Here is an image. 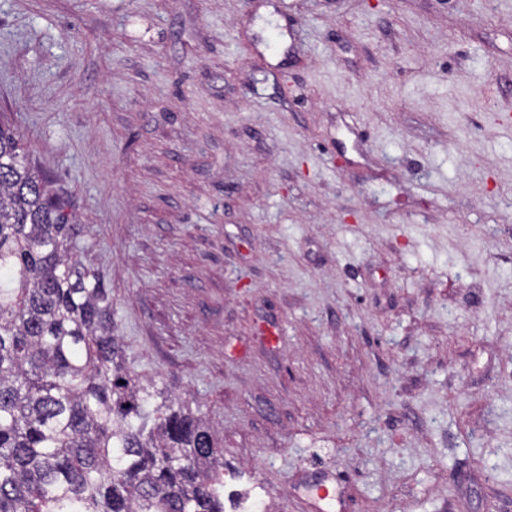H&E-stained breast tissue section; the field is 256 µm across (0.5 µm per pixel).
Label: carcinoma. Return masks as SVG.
<instances>
[{
	"label": "carcinoma",
	"instance_id": "1",
	"mask_svg": "<svg viewBox=\"0 0 512 512\" xmlns=\"http://www.w3.org/2000/svg\"><path fill=\"white\" fill-rule=\"evenodd\" d=\"M79 234L0 124V512H224L210 428L128 370Z\"/></svg>",
	"mask_w": 512,
	"mask_h": 512
}]
</instances>
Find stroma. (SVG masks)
<instances>
[{
  "instance_id": "1",
  "label": "stroma",
  "mask_w": 512,
  "mask_h": 512,
  "mask_svg": "<svg viewBox=\"0 0 512 512\" xmlns=\"http://www.w3.org/2000/svg\"><path fill=\"white\" fill-rule=\"evenodd\" d=\"M0 116L228 486L512 512V0H0Z\"/></svg>"
}]
</instances>
